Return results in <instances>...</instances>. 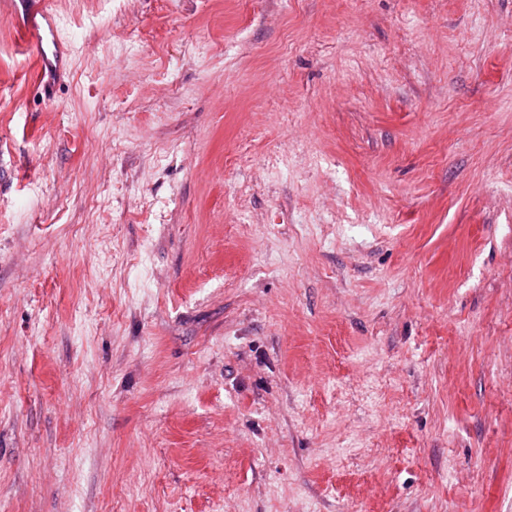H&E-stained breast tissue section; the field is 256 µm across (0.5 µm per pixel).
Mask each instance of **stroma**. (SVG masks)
<instances>
[{
	"instance_id": "35a3bbf8",
	"label": "stroma",
	"mask_w": 512,
	"mask_h": 512,
	"mask_svg": "<svg viewBox=\"0 0 512 512\" xmlns=\"http://www.w3.org/2000/svg\"><path fill=\"white\" fill-rule=\"evenodd\" d=\"M0 16V512H512V0ZM37 11L41 13L43 20L48 24V34H46L42 28V25L30 24L27 27V31L34 36L38 46V68L43 76L46 75V71L50 72L53 69V62L49 56L50 45L54 47L51 51L54 60L58 59L56 47H59L61 42V33L55 21V9L54 2L51 0H39Z\"/></svg>"
}]
</instances>
